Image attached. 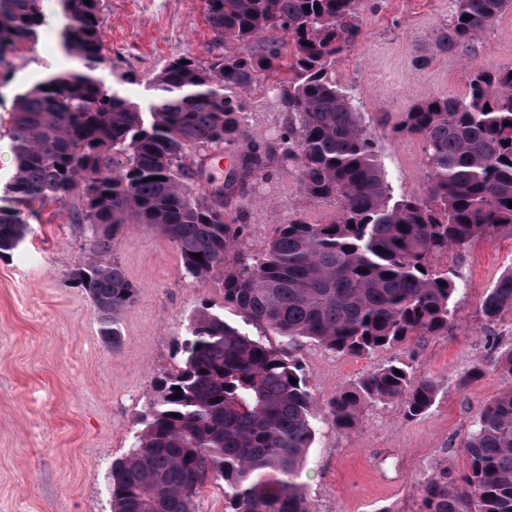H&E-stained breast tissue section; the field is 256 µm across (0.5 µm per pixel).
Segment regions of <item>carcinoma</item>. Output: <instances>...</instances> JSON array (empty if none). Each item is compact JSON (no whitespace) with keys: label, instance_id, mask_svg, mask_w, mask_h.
Here are the masks:
<instances>
[{"label":"carcinoma","instance_id":"cac0c4a2","mask_svg":"<svg viewBox=\"0 0 512 512\" xmlns=\"http://www.w3.org/2000/svg\"><path fill=\"white\" fill-rule=\"evenodd\" d=\"M58 2L60 47L73 65L18 96L8 118L15 172L0 194V255L21 245L43 204L79 194L103 259L71 280L92 301L104 341L120 347V315L137 287L108 257L110 241L124 224H152L189 275L205 280L223 268L247 234L227 203L274 153L251 144L219 203L188 190L186 150L247 138L241 94L265 84L286 115L281 154L297 161L306 192L338 211L327 224L276 225L263 257H239L224 271V301L288 345L307 339L341 355L448 334L461 279L432 259L512 229V70L479 69L465 96L428 98L406 113L401 131L423 139L427 183L397 198L372 133L331 77L361 36L360 0H206L219 52L171 62L143 106L93 76L104 61L100 0ZM511 6L454 0L438 49L466 50ZM44 23L43 0H0L1 77ZM511 312L512 270L480 305L489 325ZM179 352L180 369L156 381L158 400L112 462L113 512H197L203 488L219 480L224 512H313L299 478L319 416L349 431L365 405L397 400L413 419L441 391L394 359L320 410L284 350L207 307L190 318ZM466 448L468 472L431 475L420 512H512V388L483 407Z\"/></svg>","mask_w":512,"mask_h":512}]
</instances>
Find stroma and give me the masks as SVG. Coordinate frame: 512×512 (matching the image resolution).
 <instances>
[{"label": "stroma", "mask_w": 512, "mask_h": 512, "mask_svg": "<svg viewBox=\"0 0 512 512\" xmlns=\"http://www.w3.org/2000/svg\"><path fill=\"white\" fill-rule=\"evenodd\" d=\"M452 0H362V36L336 62L337 85L353 96L396 193L426 184L425 144L403 133L406 112L435 96L465 95L480 68L512 69V10L501 14L462 53L435 44ZM46 32L38 33L0 85V117L9 118L18 95L69 61L47 31L59 30L57 0H46ZM206 0H101L105 61L97 72L132 101L146 103L148 84L171 61H200L214 53ZM428 58L425 68L417 56ZM130 82L118 83L119 75ZM249 137L230 144L243 154L250 143L280 144L284 115L267 86L243 96ZM78 197L47 203L32 231L10 256L0 258V512H112L109 473L129 448L138 419L156 401L154 385L177 370V342L195 311L207 307L266 343L282 347L269 328L246 323L224 301V276H188L173 244L150 224L124 225L111 243L137 286L122 315L120 348L104 344L97 315L71 273L98 260L78 218ZM247 218L241 250L261 257L277 224H325L334 203L305 191L295 160L278 158L237 198ZM439 271L464 281L452 303L447 335L414 339L368 356L339 355L312 342L289 347L318 405L388 361L411 360L417 373L436 377L442 392L423 416L405 419L400 402L364 407L357 425L341 431L318 421L300 481L314 512H419L420 489L439 469L460 474L470 464L466 443L483 406L512 379L497 371L459 386L473 364L512 350V314L491 325L480 315L490 288L512 269V232L500 230L467 250L435 258Z\"/></svg>", "instance_id": "obj_1"}]
</instances>
